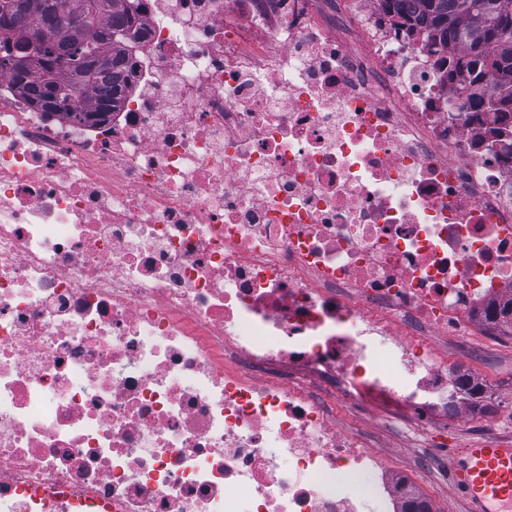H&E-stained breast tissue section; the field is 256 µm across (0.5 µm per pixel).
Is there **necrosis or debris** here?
<instances>
[{"label": "necrosis or debris", "mask_w": 512, "mask_h": 512, "mask_svg": "<svg viewBox=\"0 0 512 512\" xmlns=\"http://www.w3.org/2000/svg\"><path fill=\"white\" fill-rule=\"evenodd\" d=\"M139 7L105 119L0 78V512H406L336 410L475 416L434 341L512 298V120L383 0Z\"/></svg>", "instance_id": "1"}]
</instances>
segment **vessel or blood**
Masks as SVG:
<instances>
[{
  "label": "vessel or blood",
  "mask_w": 512,
  "mask_h": 512,
  "mask_svg": "<svg viewBox=\"0 0 512 512\" xmlns=\"http://www.w3.org/2000/svg\"><path fill=\"white\" fill-rule=\"evenodd\" d=\"M448 478L466 512H512V434L450 449Z\"/></svg>",
  "instance_id": "vessel-or-blood-1"
}]
</instances>
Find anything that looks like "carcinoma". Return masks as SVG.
<instances>
[{"mask_svg":"<svg viewBox=\"0 0 512 512\" xmlns=\"http://www.w3.org/2000/svg\"><path fill=\"white\" fill-rule=\"evenodd\" d=\"M69 0H0V76L51 111L56 93L71 97L66 115L99 119L125 98L124 43L142 28L138 0H93L85 19ZM393 24L424 34L432 52L453 50L448 75L467 73L490 112L512 113V0H386ZM29 60L16 70L15 54Z\"/></svg>","mask_w":512,"mask_h":512,"instance_id":"cac0c4a2","label":"carcinoma"}]
</instances>
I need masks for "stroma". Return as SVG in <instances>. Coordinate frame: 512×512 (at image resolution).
<instances>
[{
    "label": "stroma",
    "instance_id": "obj_1",
    "mask_svg": "<svg viewBox=\"0 0 512 512\" xmlns=\"http://www.w3.org/2000/svg\"><path fill=\"white\" fill-rule=\"evenodd\" d=\"M436 348L467 367L486 385L491 401L489 416L465 423L453 417L440 420V434L428 448L418 445L413 436L399 431L380 432L381 414L375 409L354 421L352 427L363 434L378 435L391 459L399 461L408 472L421 475V491L435 512H464L463 503L454 498L449 488L448 451L466 441L504 431L505 426L497 417L512 412V336L500 337L490 349L480 347L460 351L449 340L437 341Z\"/></svg>",
    "mask_w": 512,
    "mask_h": 512
}]
</instances>
